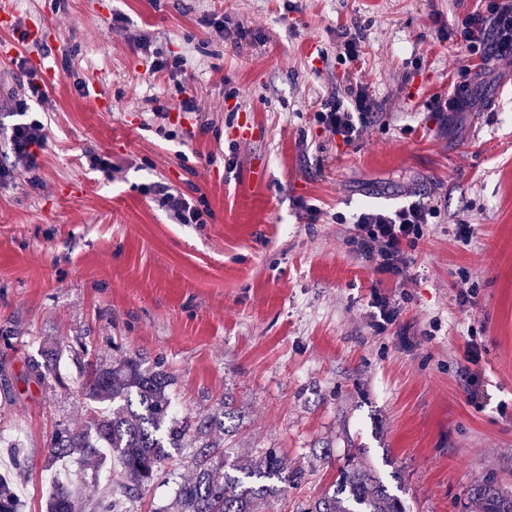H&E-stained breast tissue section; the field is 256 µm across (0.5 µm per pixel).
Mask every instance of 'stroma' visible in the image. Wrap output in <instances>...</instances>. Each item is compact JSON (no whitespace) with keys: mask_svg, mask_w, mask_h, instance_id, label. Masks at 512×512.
Returning a JSON list of instances; mask_svg holds the SVG:
<instances>
[{"mask_svg":"<svg viewBox=\"0 0 512 512\" xmlns=\"http://www.w3.org/2000/svg\"><path fill=\"white\" fill-rule=\"evenodd\" d=\"M11 2L0 39L55 72L31 99L0 61V473L21 441L22 512H44L53 432L93 409L85 367L120 355L162 362L180 412L226 400L232 453L275 448L303 468L271 512L334 489L353 457L407 512H464L489 474L512 487V67L449 40L476 0ZM224 20L249 29L247 43ZM353 24L363 54L349 65L336 33ZM158 58L186 65L155 74ZM462 65L470 106L440 117L427 104L452 93ZM184 80L200 111H180ZM358 83L377 107L346 145L315 113ZM155 96L166 117L153 116ZM22 120L46 134L32 167L10 150ZM160 182L201 201L203 223H174L151 192ZM418 200L439 216L401 285L361 258L351 224L361 206ZM461 222L475 227L466 244ZM463 281L473 304L458 301ZM376 291L403 298L382 333ZM470 340L483 353L469 367ZM51 348L56 381L28 380ZM192 455L177 454L130 512H166Z\"/></svg>","mask_w":512,"mask_h":512,"instance_id":"obj_1","label":"stroma"}]
</instances>
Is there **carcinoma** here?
Returning <instances> with one entry per match:
<instances>
[{"mask_svg": "<svg viewBox=\"0 0 512 512\" xmlns=\"http://www.w3.org/2000/svg\"><path fill=\"white\" fill-rule=\"evenodd\" d=\"M175 376L157 364L147 370L140 358L125 357L91 369L82 384L86 398L109 401L112 412L94 415L77 427H62L49 443L46 466L72 456L96 468L101 451H112L116 472L112 494L101 497L94 512H124L134 498L189 441L195 448V475L176 492L179 512H266L270 498L297 486L300 470L288 471L273 448H256L249 456L223 449L225 403L212 406L203 418L172 416L169 394ZM474 512H512V489L489 476L468 491ZM13 479L0 476V512H20ZM45 512H83L75 485L58 483L45 502ZM304 512H404L402 502L364 466L348 465L337 489Z\"/></svg>", "mask_w": 512, "mask_h": 512, "instance_id": "obj_1", "label": "carcinoma"}]
</instances>
